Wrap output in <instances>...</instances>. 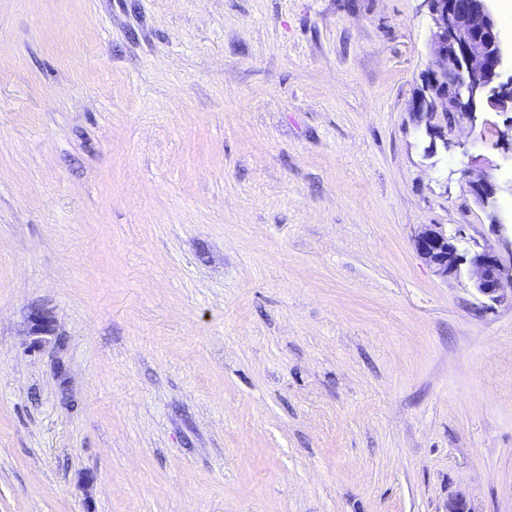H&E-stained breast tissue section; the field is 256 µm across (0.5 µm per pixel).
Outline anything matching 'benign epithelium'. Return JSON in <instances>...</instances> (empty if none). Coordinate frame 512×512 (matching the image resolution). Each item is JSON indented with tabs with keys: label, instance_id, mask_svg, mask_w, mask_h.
Returning a JSON list of instances; mask_svg holds the SVG:
<instances>
[{
	"label": "benign epithelium",
	"instance_id": "obj_1",
	"mask_svg": "<svg viewBox=\"0 0 512 512\" xmlns=\"http://www.w3.org/2000/svg\"><path fill=\"white\" fill-rule=\"evenodd\" d=\"M431 19L427 50L434 67L424 74L427 92L418 110L477 120L476 102L485 100L496 113L512 112V81L500 83L503 49L489 0H425ZM470 193L484 207L496 206L498 186L488 177L468 181ZM418 255L446 277L466 272L477 295L492 303H512V264L491 247L466 246L430 225L415 238ZM32 346L52 335L53 319L35 311L29 316Z\"/></svg>",
	"mask_w": 512,
	"mask_h": 512
}]
</instances>
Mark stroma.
Masks as SVG:
<instances>
[{
    "label": "stroma",
    "instance_id": "1",
    "mask_svg": "<svg viewBox=\"0 0 512 512\" xmlns=\"http://www.w3.org/2000/svg\"><path fill=\"white\" fill-rule=\"evenodd\" d=\"M430 24L0 0V512H512V304L414 244L505 251L512 116L427 131ZM470 193L483 207L494 208L497 202L498 186L489 178L468 180ZM30 336H35L31 347H39L45 342L47 336H51L54 330L53 319L47 313L41 311L32 312L29 316Z\"/></svg>",
    "mask_w": 512,
    "mask_h": 512
}]
</instances>
